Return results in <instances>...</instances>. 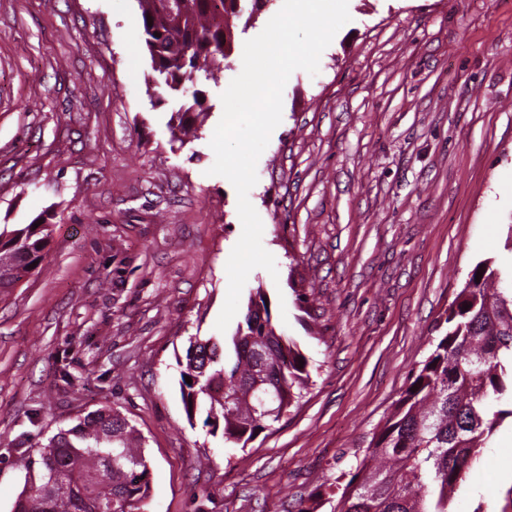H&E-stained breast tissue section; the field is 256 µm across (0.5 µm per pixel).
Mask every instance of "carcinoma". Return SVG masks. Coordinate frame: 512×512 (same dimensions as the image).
I'll list each match as a JSON object with an SVG mask.
<instances>
[{"instance_id":"obj_1","label":"carcinoma","mask_w":512,"mask_h":512,"mask_svg":"<svg viewBox=\"0 0 512 512\" xmlns=\"http://www.w3.org/2000/svg\"><path fill=\"white\" fill-rule=\"evenodd\" d=\"M149 56H159L150 97L186 92L200 74L230 64L237 0H137ZM203 91L176 112L171 128L183 143L197 133ZM0 228V286L42 259L52 229L45 218ZM482 273L475 282L476 273ZM512 278L484 260L435 325L432 350L383 424L362 449L333 512H456L455 494L503 423L512 419ZM266 293L250 292L235 330L189 340L178 361L188 420L224 443L247 447L299 405L310 384L308 360L273 323ZM191 377L188 384L185 377ZM145 439L121 412L102 407L48 438L37 455L20 457L25 484L12 512H138L149 497Z\"/></svg>"}]
</instances>
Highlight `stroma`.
<instances>
[{
  "instance_id": "obj_1",
  "label": "stroma",
  "mask_w": 512,
  "mask_h": 512,
  "mask_svg": "<svg viewBox=\"0 0 512 512\" xmlns=\"http://www.w3.org/2000/svg\"><path fill=\"white\" fill-rule=\"evenodd\" d=\"M282 4L236 26L180 144L183 97L146 94L137 0H0V226L52 217L38 272L0 291V512L20 454L105 405L146 440L143 512H295L353 471L476 264H512V0H348L318 74L290 76L249 192L278 273L245 287L308 358V393L243 449L187 419L177 360L216 335L242 232L210 141ZM511 469L506 423L460 512L492 508ZM195 91V94L194 92H187L190 93L191 103L182 106L172 119L173 121L176 120V124H173L171 128L172 135L181 144L185 142L184 137L190 132L193 133L194 138H198L196 134L200 127H196V121L205 109L203 107V92L199 89H195Z\"/></svg>"
}]
</instances>
